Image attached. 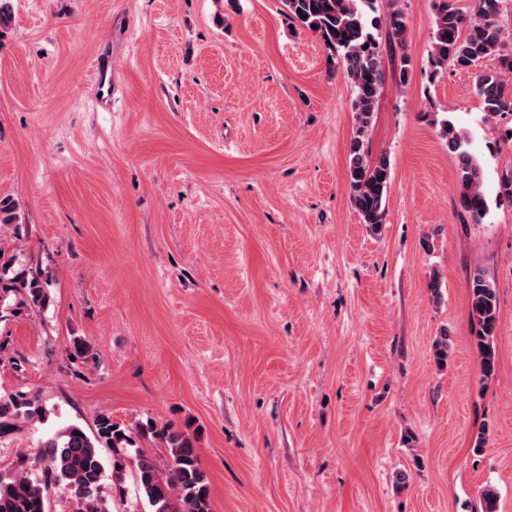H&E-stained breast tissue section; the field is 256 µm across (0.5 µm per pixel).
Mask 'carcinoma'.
<instances>
[{
    "label": "carcinoma",
    "instance_id": "carcinoma-1",
    "mask_svg": "<svg viewBox=\"0 0 512 512\" xmlns=\"http://www.w3.org/2000/svg\"><path fill=\"white\" fill-rule=\"evenodd\" d=\"M375 0H284L285 16L292 24L318 34L328 61L342 68L354 95V130L349 144L348 177L351 201L361 222L377 232L386 223V199L391 184V166L384 154L374 158L368 149V132L385 75V49L403 47L406 21L399 0H386L383 17L371 16ZM435 20L432 74L448 67L467 70L476 61L495 56L499 68L476 78L483 104V121L512 112V51L503 52V31L498 16L503 0H474L472 14L463 13L457 0H434ZM442 137L456 154L459 204L478 223L487 211L482 172L468 148V138L448 120ZM16 291L21 303L45 305L48 294L40 274L15 270L0 263V292ZM471 312L476 325L477 346L483 373L496 368L493 334L498 322L495 288L479 273L470 282ZM45 409L26 395H0V437L12 434L20 424L41 420ZM156 440L165 448L159 462L140 447L141 440ZM112 449V478L121 481L123 469L134 468L137 484L150 512H212L210 479L202 467L193 438L171 426L161 429L151 423L122 426L109 414H101L92 434L78 425H68L40 444L39 474L28 471L0 473V512H48L49 487L69 489L75 512H109L101 496L105 466L100 449Z\"/></svg>",
    "mask_w": 512,
    "mask_h": 512
}]
</instances>
